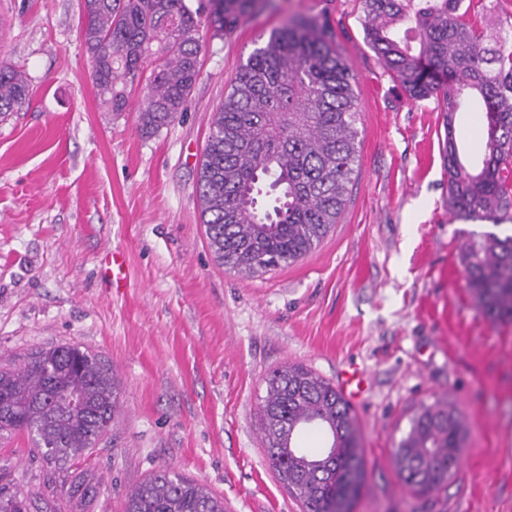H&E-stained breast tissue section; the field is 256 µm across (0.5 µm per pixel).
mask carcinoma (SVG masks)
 I'll return each mask as SVG.
<instances>
[{"instance_id":"1","label":"carcinoma","mask_w":512,"mask_h":512,"mask_svg":"<svg viewBox=\"0 0 512 512\" xmlns=\"http://www.w3.org/2000/svg\"><path fill=\"white\" fill-rule=\"evenodd\" d=\"M464 0H361L367 44L414 100L443 112L448 210L465 221L512 222V50ZM263 8V0H83L81 37L103 104L124 112L132 87L151 69L139 112L154 134L186 105L200 74L199 31L217 36ZM356 75L316 16H291L255 47L213 114L197 183L208 244L217 261L250 275L292 264L336 223L357 155ZM29 87L0 66V116ZM484 117L483 152L461 156L457 114ZM461 263L477 312L512 323V234L467 241ZM112 369L77 345H58L0 366V436L23 435L60 469L86 461L120 407ZM271 466L305 512L359 494L365 464L352 410L336 387L298 365L275 370L259 409ZM318 430L336 454L307 453L297 436ZM467 427L445 399L423 404L394 451L396 472L413 491H440L459 469ZM125 512H224L196 481L162 470L131 490Z\"/></svg>"}]
</instances>
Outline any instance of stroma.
Wrapping results in <instances>:
<instances>
[{
    "label": "stroma",
    "instance_id": "stroma-1",
    "mask_svg": "<svg viewBox=\"0 0 512 512\" xmlns=\"http://www.w3.org/2000/svg\"><path fill=\"white\" fill-rule=\"evenodd\" d=\"M293 15L325 19L353 70L360 118L346 203L299 261L245 276L216 261L197 178L212 116L249 53ZM361 0H269L226 36L204 33L187 109L147 136L145 86L126 112L101 103L80 37L82 0H0V63L30 94L0 120V364L51 345L98 354L121 385L109 435L74 471L0 439V490L28 512H124L167 469L232 512H303L276 477L259 407L296 364L328 382L356 366L365 480L354 512H512V323L477 314L461 249L512 225L456 220L435 99L416 101L364 39ZM123 251L127 284L100 274ZM445 398L467 425L462 465L415 493L394 451L420 404ZM100 487L74 489V474Z\"/></svg>",
    "mask_w": 512,
    "mask_h": 512
}]
</instances>
